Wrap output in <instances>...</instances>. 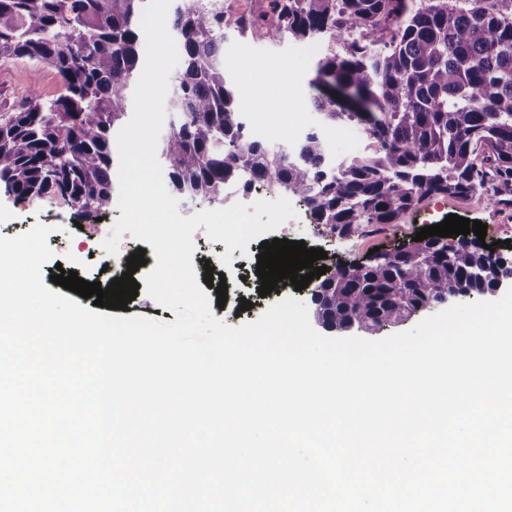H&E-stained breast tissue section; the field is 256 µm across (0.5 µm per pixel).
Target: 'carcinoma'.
<instances>
[{
    "mask_svg": "<svg viewBox=\"0 0 512 512\" xmlns=\"http://www.w3.org/2000/svg\"><path fill=\"white\" fill-rule=\"evenodd\" d=\"M148 0H0V58L53 69L63 92L0 112V185L18 199L53 196L78 215L112 208L117 134L130 115ZM267 41L318 43L310 81L320 126L295 151L248 136L246 105L224 73L225 30ZM180 69L175 118L157 158L171 194L224 203L238 183L303 202L311 223L354 236L398 223L431 197L488 203L512 196V0H262L230 18L224 0L174 9ZM364 128V151L333 158L321 128ZM450 250L449 263L435 258ZM312 293L334 331L379 333L445 297L482 296L512 274L465 240L409 241L392 258L332 262Z\"/></svg>",
    "mask_w": 512,
    "mask_h": 512,
    "instance_id": "obj_1",
    "label": "carcinoma"
}]
</instances>
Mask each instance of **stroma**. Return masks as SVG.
Instances as JSON below:
<instances>
[{
  "mask_svg": "<svg viewBox=\"0 0 512 512\" xmlns=\"http://www.w3.org/2000/svg\"><path fill=\"white\" fill-rule=\"evenodd\" d=\"M322 49L317 45L267 41H246L229 38L224 43V71L231 87L240 100L246 101L247 120L250 127L259 130L262 137L272 144L293 145L300 129L315 125L317 115L309 107L313 93L309 81L314 74L316 61ZM263 62L266 82L258 84L250 66ZM60 82L57 74L48 67L25 60L0 59V109L10 108L30 95L43 99L57 97ZM280 106V125L266 121L265 110L270 103ZM294 218L288 219L285 229L267 232L263 240L288 239L305 241L307 247L328 251L338 261L364 260L369 250H388L398 242L411 240L420 228L441 223L446 216L456 214L478 220L487 226L486 243L492 244L496 254L512 258V205L487 204L484 193L466 199L433 197L426 200L415 212L405 215L399 223L387 227H370L351 238L330 237L311 224L303 206H295ZM73 210L55 200H21L0 187V235L13 237L31 230L35 225L51 227L47 238L53 256L52 263L61 264L64 270L76 271L82 279L109 285L112 272L106 271L107 257L100 253L79 252L78 244L90 237L94 229L91 219L75 223ZM195 250L191 261L196 279H203L204 264H211L216 273L224 274L228 285L225 306H216L214 288L206 294L212 300L211 312L225 324L237 327L256 321L269 305L291 297L309 301L310 290L297 291L287 285L280 293L259 296L261 285L256 268L261 240H251L246 249H228L221 241H210L204 229L193 234ZM231 254L230 265L220 262L221 255ZM252 303L251 310L241 311V300Z\"/></svg>",
  "mask_w": 512,
  "mask_h": 512,
  "instance_id": "35a3bbf8",
  "label": "stroma"
}]
</instances>
